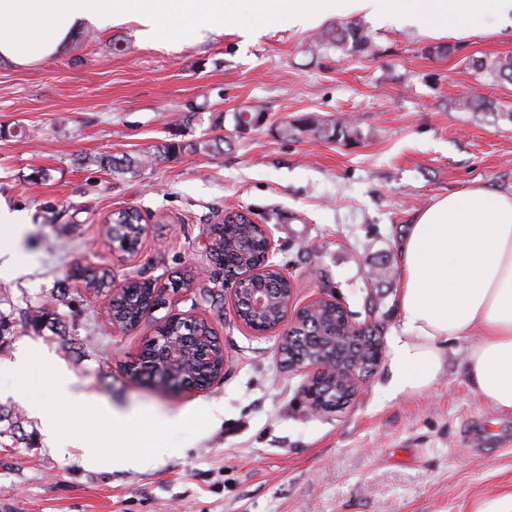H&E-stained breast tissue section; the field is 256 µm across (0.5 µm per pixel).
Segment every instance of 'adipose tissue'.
Returning a JSON list of instances; mask_svg holds the SVG:
<instances>
[{
  "mask_svg": "<svg viewBox=\"0 0 512 512\" xmlns=\"http://www.w3.org/2000/svg\"><path fill=\"white\" fill-rule=\"evenodd\" d=\"M221 0H0V61L23 65L61 51L84 24L108 28L134 22L144 37L164 36L166 19L185 14L197 31L211 30ZM275 20L294 23L366 13L396 19L430 36L470 37L512 26V0H250ZM401 334L391 345L395 391H424L441 369L448 339L470 337L464 364L478 393L512 412V194L475 182L417 211L400 246ZM56 394L75 410L91 405L101 425L124 414L96 393L53 378Z\"/></svg>",
  "mask_w": 512,
  "mask_h": 512,
  "instance_id": "ef3b65f1",
  "label": "adipose tissue"
}]
</instances>
